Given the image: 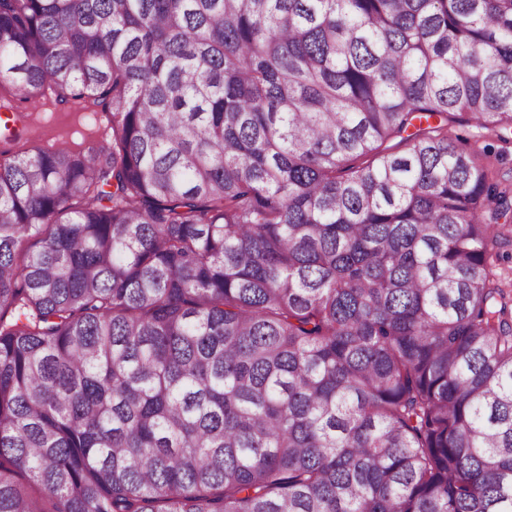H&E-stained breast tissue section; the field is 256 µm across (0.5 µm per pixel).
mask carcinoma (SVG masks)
Masks as SVG:
<instances>
[{
	"label": "carcinoma",
	"mask_w": 512,
	"mask_h": 512,
	"mask_svg": "<svg viewBox=\"0 0 512 512\" xmlns=\"http://www.w3.org/2000/svg\"><path fill=\"white\" fill-rule=\"evenodd\" d=\"M0 87L112 132L0 161V512H512V0H0ZM459 115L452 117L448 123L451 132L458 137V145L477 155L487 167L491 177L501 186L512 187V138L499 140L487 130L472 124H458Z\"/></svg>",
	"instance_id": "1"
}]
</instances>
